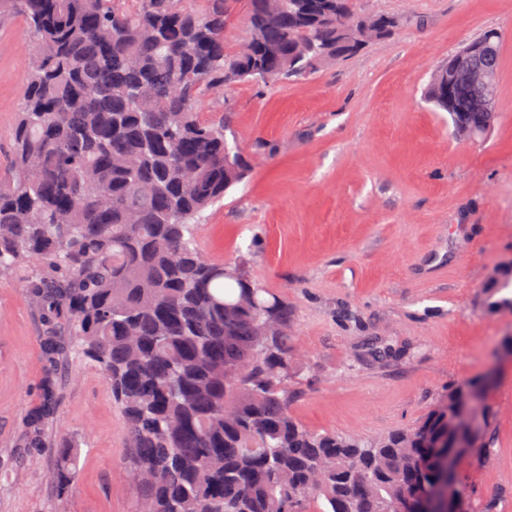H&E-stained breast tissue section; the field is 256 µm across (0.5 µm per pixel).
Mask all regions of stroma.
<instances>
[{
    "instance_id": "obj_1",
    "label": "stroma",
    "mask_w": 512,
    "mask_h": 512,
    "mask_svg": "<svg viewBox=\"0 0 512 512\" xmlns=\"http://www.w3.org/2000/svg\"><path fill=\"white\" fill-rule=\"evenodd\" d=\"M354 7L400 25L310 77L201 99V111L234 112L252 172L206 211L200 247L244 261L287 304L288 409L307 429L376 440L448 388L490 380L488 449L468 451L457 479L469 512H512V310L489 308L485 292L512 265V0ZM489 28L502 34L496 120L485 140H463L424 92ZM31 52L22 20L0 25V175ZM37 333L17 279L0 277V512H136L124 414L88 361L61 371L51 448H15L43 376ZM70 441L76 480L61 495L50 475Z\"/></svg>"
}]
</instances>
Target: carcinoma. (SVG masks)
Here are the masks:
<instances>
[{
  "mask_svg": "<svg viewBox=\"0 0 512 512\" xmlns=\"http://www.w3.org/2000/svg\"><path fill=\"white\" fill-rule=\"evenodd\" d=\"M353 2L247 0L244 53L225 39L239 0H0V21L23 20L34 42L0 177V275L32 305L43 367L23 454L51 447L57 374L79 355L123 409L148 512H431L487 383L375 441L312 432L288 412V308L197 239L248 172L231 113L203 117L200 97L354 55L346 29L369 16ZM426 100L464 137L486 122L445 65ZM510 287L512 267L497 270L492 290ZM74 453H58L61 493Z\"/></svg>",
  "mask_w": 512,
  "mask_h": 512,
  "instance_id": "carcinoma-1",
  "label": "carcinoma"
}]
</instances>
